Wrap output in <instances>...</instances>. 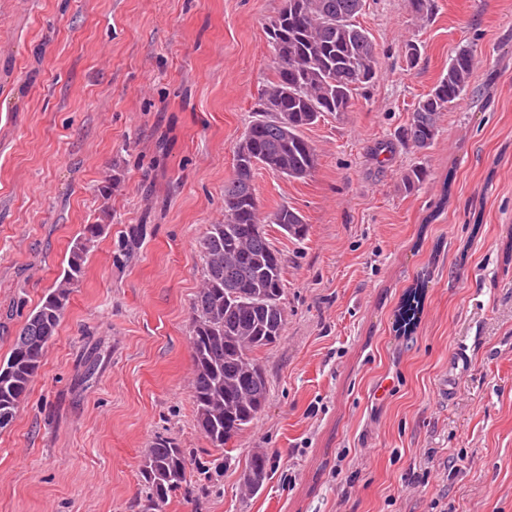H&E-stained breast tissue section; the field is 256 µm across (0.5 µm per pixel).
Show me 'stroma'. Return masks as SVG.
<instances>
[{"label": "stroma", "instance_id": "1", "mask_svg": "<svg viewBox=\"0 0 512 512\" xmlns=\"http://www.w3.org/2000/svg\"><path fill=\"white\" fill-rule=\"evenodd\" d=\"M435 4L421 20L407 0H364L377 79L305 129L311 176H255L261 212L295 208L309 232L269 228L284 330L260 354L264 410L221 449L191 400L196 240L223 217L273 75L264 24L280 0H0V359L114 179L112 222L0 431V512H141L161 435L189 476L162 512H512V0ZM462 47L478 61L471 88L429 148L401 142ZM415 166L427 178L408 192ZM133 224L146 239L114 265ZM461 346L470 368L454 377ZM256 452L270 462L251 493ZM147 233V225H131L114 244L113 261L117 265H127L134 261Z\"/></svg>", "mask_w": 512, "mask_h": 512}]
</instances>
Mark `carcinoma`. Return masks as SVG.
<instances>
[{
    "instance_id": "obj_1",
    "label": "carcinoma",
    "mask_w": 512,
    "mask_h": 512,
    "mask_svg": "<svg viewBox=\"0 0 512 512\" xmlns=\"http://www.w3.org/2000/svg\"><path fill=\"white\" fill-rule=\"evenodd\" d=\"M363 0H288L266 22L274 59L273 77L258 98L244 136L243 159L224 183V218L196 241L203 286L191 301L190 344L194 365L191 398L195 419L211 445L225 447L263 410L269 393L266 375L237 388L244 363L262 367L258 353L275 344L284 327L283 258L269 233L253 236L248 227L274 224L302 241L308 224L285 205L264 215L254 189L256 171L305 178L317 165L316 149L304 130L325 112L350 111L354 94L378 74L379 61L368 31L357 24ZM477 61L461 49L430 93L418 101L401 138L420 150L437 135V120L472 85ZM288 120V134L280 129ZM426 178L421 167L402 178L413 191ZM112 213L84 225L74 239L53 290L26 317L7 358L0 361V430L11 425L46 350L57 334L71 294L83 280L88 259ZM147 225L128 228L114 244L113 261H134ZM148 488L143 512H158L168 496L187 484L186 456L171 438L155 439L144 456Z\"/></svg>"
}]
</instances>
